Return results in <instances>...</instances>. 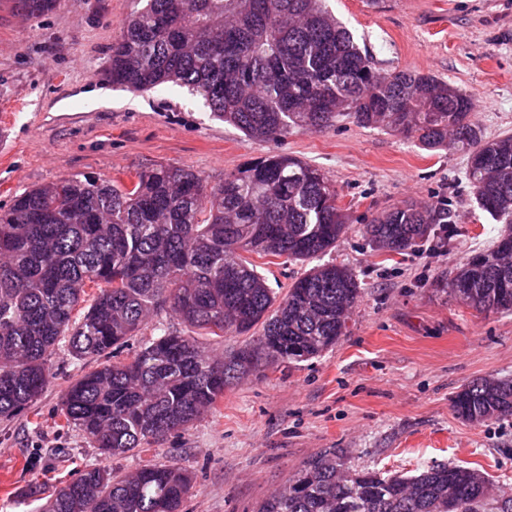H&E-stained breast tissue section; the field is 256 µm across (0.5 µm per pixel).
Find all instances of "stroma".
Returning <instances> with one entry per match:
<instances>
[{
	"instance_id": "stroma-1",
	"label": "stroma",
	"mask_w": 512,
	"mask_h": 512,
	"mask_svg": "<svg viewBox=\"0 0 512 512\" xmlns=\"http://www.w3.org/2000/svg\"><path fill=\"white\" fill-rule=\"evenodd\" d=\"M139 0H61L32 16L0 0V205L62 177L128 178L175 164L210 183L271 152L320 168L349 230L327 259L349 267L361 295L348 331L321 357L234 382L215 409L150 450L101 460L64 427L62 397L89 362L58 355L29 410L0 418V512H36V493L86 465L135 473L178 462L192 478L184 512H257L308 458L336 451L346 468L413 475L431 464L483 470L512 495V417L470 423L451 406L462 385L512 380V313H479L448 293L457 267L496 240L461 152L427 151L403 135L342 117L278 142L214 120L186 89L137 94L108 76L112 45ZM385 72L432 75L476 95L484 138L512 132V0H329ZM446 196L447 231L401 255L375 252L365 216Z\"/></svg>"
}]
</instances>
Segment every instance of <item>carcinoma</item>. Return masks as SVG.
Masks as SVG:
<instances>
[{
	"label": "carcinoma",
	"instance_id": "1",
	"mask_svg": "<svg viewBox=\"0 0 512 512\" xmlns=\"http://www.w3.org/2000/svg\"><path fill=\"white\" fill-rule=\"evenodd\" d=\"M58 4L22 0L30 15ZM109 74L139 93L185 88L257 141L320 131L346 115L426 150L466 152L475 201L501 228L491 248L457 269L451 292L479 313L512 311V134L481 135L470 120L473 93L431 75L380 71L323 0H146L112 45ZM347 221L319 168L278 153L218 185L190 168L156 165L128 183L71 176L14 196L0 207V417L40 397L52 355L113 354L162 310L217 338L261 330L216 358L159 325L131 360L81 375L63 395L61 417L105 458L187 429L228 385L264 365L320 356L345 334L360 295L356 275L315 265L279 299L249 256L310 263L336 248ZM453 223L438 198L384 210L362 232L373 250L401 255ZM452 407L472 423L512 416V380H473ZM191 489L175 462L124 476L95 466L37 512H182ZM450 492L460 512H512V497L488 507L490 483L478 468L348 473L330 452L304 462L258 512H448Z\"/></svg>",
	"mask_w": 512,
	"mask_h": 512
}]
</instances>
